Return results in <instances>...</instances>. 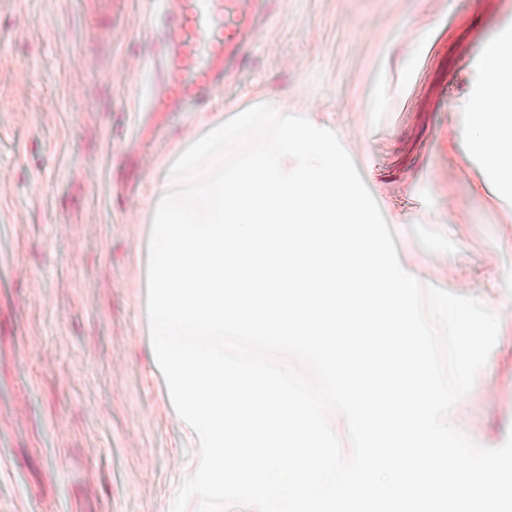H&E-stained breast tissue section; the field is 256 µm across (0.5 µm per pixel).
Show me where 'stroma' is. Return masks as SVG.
I'll list each match as a JSON object with an SVG mask.
<instances>
[{
    "instance_id": "1",
    "label": "stroma",
    "mask_w": 512,
    "mask_h": 512,
    "mask_svg": "<svg viewBox=\"0 0 512 512\" xmlns=\"http://www.w3.org/2000/svg\"><path fill=\"white\" fill-rule=\"evenodd\" d=\"M0 0V512H171L192 449L151 359L147 187L197 112H142L163 0ZM512 0H264L209 104L329 116L425 285L505 288L512 188L449 145ZM459 224L445 223L447 214ZM470 431L512 435V310Z\"/></svg>"
}]
</instances>
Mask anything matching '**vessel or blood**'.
Listing matches in <instances>:
<instances>
[{
	"mask_svg": "<svg viewBox=\"0 0 512 512\" xmlns=\"http://www.w3.org/2000/svg\"><path fill=\"white\" fill-rule=\"evenodd\" d=\"M167 53L156 99L181 109L206 104L224 83V61L249 45L260 0H166Z\"/></svg>",
	"mask_w": 512,
	"mask_h": 512,
	"instance_id": "b4317fda",
	"label": "vessel or blood"
}]
</instances>
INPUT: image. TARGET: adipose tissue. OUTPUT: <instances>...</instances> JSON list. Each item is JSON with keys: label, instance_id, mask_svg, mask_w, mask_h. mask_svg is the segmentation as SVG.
I'll return each mask as SVG.
<instances>
[{"label": "adipose tissue", "instance_id": "ef3b65f1", "mask_svg": "<svg viewBox=\"0 0 512 512\" xmlns=\"http://www.w3.org/2000/svg\"><path fill=\"white\" fill-rule=\"evenodd\" d=\"M481 87L475 97L463 101L468 126L455 137L460 158L476 154L493 168L512 175V122L503 107L512 102V28L500 30L482 49ZM256 114L235 110L229 119L202 115L195 136L177 145L171 153L174 166L188 171L202 161L223 156L235 144L241 128L252 125Z\"/></svg>", "mask_w": 512, "mask_h": 512}]
</instances>
